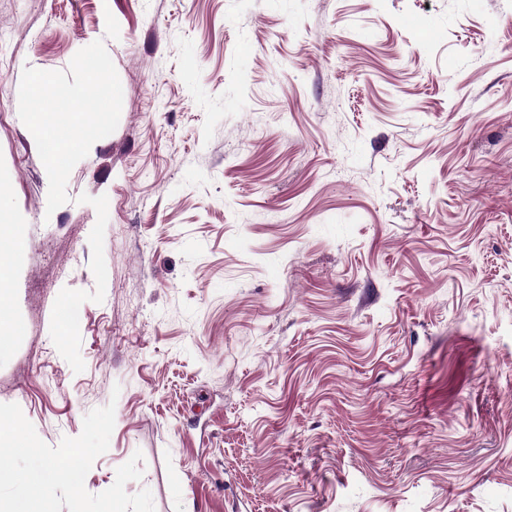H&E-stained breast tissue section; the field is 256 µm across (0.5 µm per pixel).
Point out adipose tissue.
Instances as JSON below:
<instances>
[{
  "mask_svg": "<svg viewBox=\"0 0 512 512\" xmlns=\"http://www.w3.org/2000/svg\"><path fill=\"white\" fill-rule=\"evenodd\" d=\"M29 105L34 128L52 142L46 160L53 168L59 167L74 145L72 129L82 125L87 114L105 110L100 99L54 91L47 76L36 68L30 71Z\"/></svg>",
  "mask_w": 512,
  "mask_h": 512,
  "instance_id": "adipose-tissue-1",
  "label": "adipose tissue"
}]
</instances>
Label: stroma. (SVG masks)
I'll use <instances>...</instances> for the list:
<instances>
[{
    "mask_svg": "<svg viewBox=\"0 0 512 512\" xmlns=\"http://www.w3.org/2000/svg\"><path fill=\"white\" fill-rule=\"evenodd\" d=\"M33 65L109 98L57 169ZM0 186V403L114 405L89 493L512 512V0H0Z\"/></svg>",
    "mask_w": 512,
    "mask_h": 512,
    "instance_id": "stroma-1",
    "label": "stroma"
}]
</instances>
